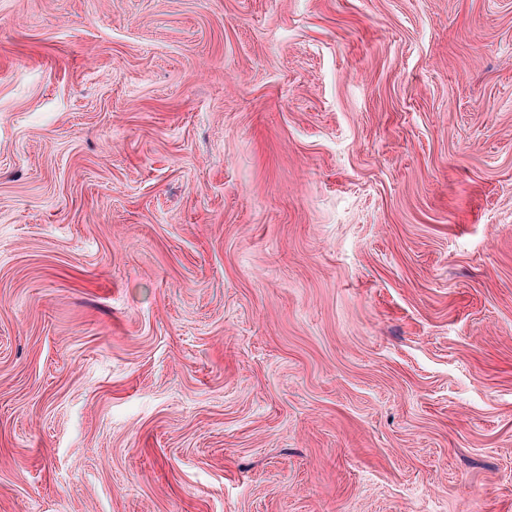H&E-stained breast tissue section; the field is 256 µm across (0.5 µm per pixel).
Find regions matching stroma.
I'll use <instances>...</instances> for the list:
<instances>
[{"label":"stroma","instance_id":"1","mask_svg":"<svg viewBox=\"0 0 512 512\" xmlns=\"http://www.w3.org/2000/svg\"><path fill=\"white\" fill-rule=\"evenodd\" d=\"M0 512H512V0H0Z\"/></svg>","mask_w":512,"mask_h":512}]
</instances>
